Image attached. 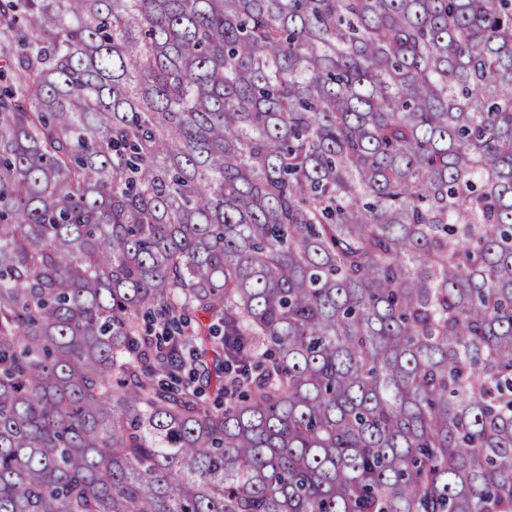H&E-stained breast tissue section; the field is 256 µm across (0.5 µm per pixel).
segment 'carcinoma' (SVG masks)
Listing matches in <instances>:
<instances>
[{
  "instance_id": "cac0c4a2",
  "label": "carcinoma",
  "mask_w": 512,
  "mask_h": 512,
  "mask_svg": "<svg viewBox=\"0 0 512 512\" xmlns=\"http://www.w3.org/2000/svg\"><path fill=\"white\" fill-rule=\"evenodd\" d=\"M0 512H512V0H0Z\"/></svg>"
}]
</instances>
